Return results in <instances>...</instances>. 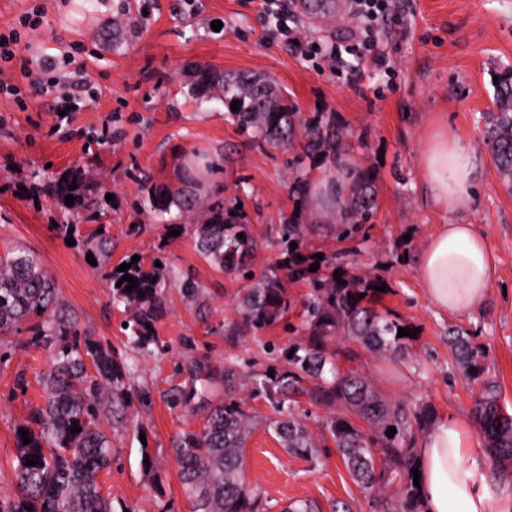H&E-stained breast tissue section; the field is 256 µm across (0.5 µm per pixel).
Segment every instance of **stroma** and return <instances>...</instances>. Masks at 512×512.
Instances as JSON below:
<instances>
[{"instance_id": "35a3bbf8", "label": "stroma", "mask_w": 512, "mask_h": 512, "mask_svg": "<svg viewBox=\"0 0 512 512\" xmlns=\"http://www.w3.org/2000/svg\"><path fill=\"white\" fill-rule=\"evenodd\" d=\"M44 25L24 35L30 53L60 56L73 43L99 97L76 113L69 133L54 132L50 98L29 95L25 107L0 96V254L15 246L34 250L60 296L76 311L83 331L122 355L135 387L149 391L135 406L131 428L112 432L113 460L99 478L104 495L130 512H192L177 478L171 442L200 430L210 405L225 395L224 366L261 370L264 343L288 346L282 325L227 340L233 303L243 283L210 265L197 252L191 226L198 218L172 206L164 220L150 212L149 187H177L192 153L222 158L224 176L202 175L204 191L243 199L258 250L256 270L277 265L278 224L296 210L289 191L287 153L256 147L228 117L224 102L194 88L196 66L227 74L273 77L294 100L302 119L332 117L345 133L343 163L370 172L377 209L365 240L347 262L378 276L387 289L380 302L414 334L400 362L361 353L364 371L386 397L430 405L435 419L471 418L480 382L468 379L453 359L448 331L460 328L484 352L485 375L501 387L499 403L512 414V180L501 175L486 145L488 116L496 111L493 78L512 66V0H399L407 35L385 31L392 67L374 68L332 48L353 41L349 0L335 15L304 12L300 0H43ZM221 21L213 31L212 21ZM287 23L302 38L278 36ZM447 131L463 140L476 164L475 184L461 201L430 193L421 156L429 136ZM84 165L113 199L112 255L90 265L86 240L92 223L43 195L34 169L61 174ZM73 225L66 233L65 225ZM471 224L495 259V278L482 309L453 314L427 301L418 272L424 244L441 225ZM73 244H66V237ZM165 251L172 283L156 324L159 345L146 355L120 330L123 307L112 303L110 271L132 256L150 262ZM194 282L198 300L181 285ZM48 353L25 345L0 360V500L16 494L12 462L15 432L33 407L43 405L41 375ZM208 380L207 399L172 406L170 389ZM149 450L153 470L141 466ZM248 482L258 486L266 512H283L297 500L315 501L321 512L336 502L351 512H380L377 498L351 479L335 451L311 461L286 452L258 426L246 445Z\"/></svg>"}]
</instances>
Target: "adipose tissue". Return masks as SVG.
Here are the masks:
<instances>
[{"label": "adipose tissue", "mask_w": 512, "mask_h": 512, "mask_svg": "<svg viewBox=\"0 0 512 512\" xmlns=\"http://www.w3.org/2000/svg\"><path fill=\"white\" fill-rule=\"evenodd\" d=\"M422 166L439 200L455 201L473 185L467 145L446 133L434 135ZM494 277L487 240L470 224H445L425 243L419 265L424 294L436 309L470 313L482 307ZM473 423L455 418L432 425L419 450L420 493L426 512H512V485L488 479L474 455Z\"/></svg>", "instance_id": "1"}]
</instances>
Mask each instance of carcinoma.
Wrapping results in <instances>:
<instances>
[{
	"label": "carcinoma",
	"instance_id": "1",
	"mask_svg": "<svg viewBox=\"0 0 512 512\" xmlns=\"http://www.w3.org/2000/svg\"><path fill=\"white\" fill-rule=\"evenodd\" d=\"M197 76L200 85L220 88L225 104L241 101L239 110L229 112L241 131L260 145L292 153L289 190L296 199L305 198L313 187L306 161L320 157L338 169L344 131L328 119L299 133L300 113L272 78L249 73L225 75L204 65L197 67ZM497 76L498 112L489 117L486 138L496 169L511 177L512 68ZM34 177L42 180L52 201L96 224L87 244L94 254H109L111 225L101 219L105 192L90 180L84 166L74 165L61 177L39 171ZM73 183L77 188L71 190ZM69 194L76 197L72 206L65 204ZM376 199L369 174L354 173L347 197L333 213L338 240L359 239L363 224L376 210ZM175 202L202 217L191 225L198 253L218 270L248 285L236 306L239 319L228 325L229 335H256L280 323L292 305L288 283L310 284V292L301 302L300 325H286L290 333H300L299 340L270 358L271 364L263 371L244 372L235 363L224 366V384H238L248 394L264 397L274 416L262 419L251 412L245 399L228 397L209 408L199 431H185L172 440L177 477L194 502V512H265L258 488L245 478L246 444L262 423L288 453L311 461L320 458L322 446L296 413L298 396L327 410L323 434L333 442L359 488L370 495L380 493L397 477L401 485L395 499L385 502L386 510L424 512L414 485L412 469L419 464L411 442L415 432L422 433L430 426L433 411L426 405L412 408L386 398L355 365L357 351L348 346L354 342L368 352L393 359H402L407 353L404 338L398 336L401 324L390 312L374 307L379 292L373 287L381 286L382 281L368 273L351 274L334 259H322L317 271H308L315 257L309 250L308 224L300 211L279 225L276 245L282 251V261L257 273L248 263L257 251V242L244 210L225 204L219 193L202 197L184 187L165 186L149 195V206L156 215L168 212ZM240 233L244 238H238ZM292 242L297 243L294 250ZM157 261L161 266H155ZM336 273L344 283L334 279ZM126 274L135 278L138 288L126 291V281L116 286ZM109 281L112 303L129 310L124 319L127 326L121 331L132 346L151 353L150 346L158 345L155 323L163 313L165 291L170 287L168 258L158 253L146 266L134 262L125 272L109 274ZM359 294L364 298H357ZM23 330L28 335L27 346L43 347L50 353L51 366L41 377L44 404L31 410L24 425L31 442L23 443L21 434L15 433L17 494L15 500L0 504V512H115L98 481L112 460V440L104 424L125 425L135 404L150 401L149 392L132 386L118 352L79 329L77 314L59 297L38 255L19 246L0 255V356L8 355L14 343L10 336ZM449 342L465 374L479 379L483 368L469 339L456 334ZM205 393L206 388L192 384L187 390L171 389L169 398L172 404L182 405L189 398L205 397ZM472 415L484 437L492 469L498 474L507 471L512 463V414L501 408L494 382H482ZM75 425L81 431L72 432ZM391 426L396 433L389 437ZM34 459L38 464L26 465Z\"/></svg>",
	"mask_w": 512,
	"mask_h": 512
}]
</instances>
